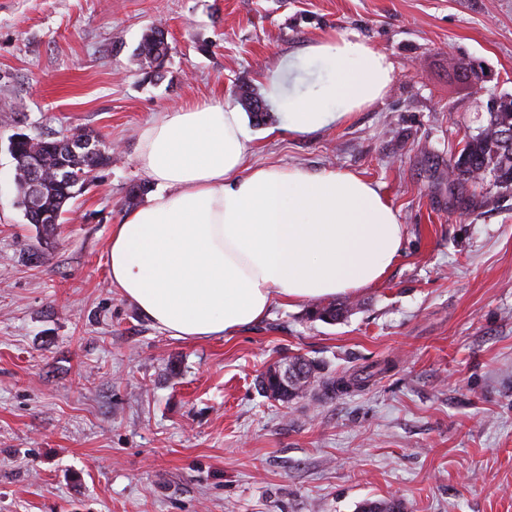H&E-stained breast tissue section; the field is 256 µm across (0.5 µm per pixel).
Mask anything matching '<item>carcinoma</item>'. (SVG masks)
<instances>
[{"mask_svg":"<svg viewBox=\"0 0 512 512\" xmlns=\"http://www.w3.org/2000/svg\"><path fill=\"white\" fill-rule=\"evenodd\" d=\"M166 36L168 33L161 26L155 25L149 28L133 53L134 62L149 79L162 78L165 57L170 51ZM237 95L256 124H264L273 119V115L268 112L263 101L249 89L241 87ZM10 147L15 161L17 204L24 211L27 223L39 224L47 232L54 230L56 225L62 222L63 214L67 212L66 204L81 192L87 182V175L96 166L100 164L106 166L111 160L106 152L65 156L63 155L65 147L60 145V139L49 135L46 137L27 135L10 142ZM62 162L67 164L69 180L43 179L40 209H28L26 205L28 167L35 164L46 173ZM488 169L499 173L500 178L512 181V98L501 101L496 111L490 113L488 124L480 134L465 142L454 166L457 176L464 179L473 177L478 171ZM311 314L322 321H336L343 316V308L329 302L313 307ZM308 364L311 366V376L305 378L292 390H286L280 396L269 393V390L274 387L273 375L269 373L261 376L260 390L265 397L282 403L301 397L306 393L319 370L315 362L310 360ZM384 371L385 368L379 363L368 365L362 372L352 376L323 381L322 391L326 394L346 393L354 387L366 385L374 376ZM357 512H405V507L398 499H375L362 502Z\"/></svg>","mask_w":512,"mask_h":512,"instance_id":"1","label":"carcinoma"}]
</instances>
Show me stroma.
I'll use <instances>...</instances> for the list:
<instances>
[{
	"label": "stroma",
	"mask_w": 512,
	"mask_h": 512,
	"mask_svg": "<svg viewBox=\"0 0 512 512\" xmlns=\"http://www.w3.org/2000/svg\"><path fill=\"white\" fill-rule=\"evenodd\" d=\"M158 23L172 50L148 82L132 55ZM350 34L392 61L383 100L311 136L275 109L248 162L371 181L399 256L336 295L334 322L306 301L229 338L161 332L106 265L141 129L243 83L265 96L264 73ZM509 97L512 0H0V512H512V182L448 176ZM76 128L112 161L46 236L8 139ZM297 356L324 377L390 368L349 394L264 397L261 374Z\"/></svg>",
	"instance_id": "stroma-1"
}]
</instances>
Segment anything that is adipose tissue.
I'll return each mask as SVG.
<instances>
[{
  "label": "adipose tissue",
  "mask_w": 512,
  "mask_h": 512,
  "mask_svg": "<svg viewBox=\"0 0 512 512\" xmlns=\"http://www.w3.org/2000/svg\"><path fill=\"white\" fill-rule=\"evenodd\" d=\"M333 71L313 97H284L295 64L264 75L288 130L306 136L345 124L386 95L393 65L358 36L312 44ZM244 115L197 102L144 126L136 166L156 192L110 229L115 288L177 339L231 337L275 302L330 298L375 284L400 253L403 226L379 187L353 173L247 166Z\"/></svg>",
  "instance_id": "obj_1"
}]
</instances>
